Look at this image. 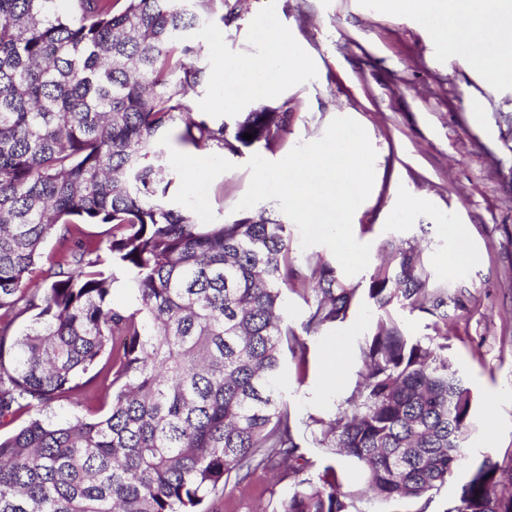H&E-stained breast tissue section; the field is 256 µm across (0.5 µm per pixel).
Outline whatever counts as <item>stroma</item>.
Returning <instances> with one entry per match:
<instances>
[{"label":"stroma","mask_w":512,"mask_h":512,"mask_svg":"<svg viewBox=\"0 0 512 512\" xmlns=\"http://www.w3.org/2000/svg\"><path fill=\"white\" fill-rule=\"evenodd\" d=\"M447 24L443 11H386L380 0H240L232 22L214 17L198 33L207 80L189 105L229 124L257 109L258 101L248 99L235 76L219 74L215 62L225 56L250 62L272 32L293 31L309 73L280 88L276 105H287L295 117L273 158L321 138L334 118L363 126L376 151L375 178L352 229L356 240L370 244L371 266L348 281L367 288L381 242L392 239L420 242L434 279L466 285L463 308L449 310L447 320L397 305L391 314L407 335L447 342L448 357L476 400L465 449L470 461L489 456L512 470V75L488 76L468 51L440 40ZM164 152L179 175L177 200L190 204L197 223L236 218L250 183L251 151H197V176L178 165L187 147L170 140ZM403 197L416 199L417 207L399 212ZM451 224L471 230L475 257L464 270L454 263L456 245L445 231ZM377 318L363 304L307 338L308 374L286 356L281 386L300 420H326L347 409L359 383V345ZM287 492V482L261 469L210 496L204 508L277 512Z\"/></svg>","instance_id":"obj_1"}]
</instances>
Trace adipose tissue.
<instances>
[{
    "instance_id": "ef3b65f1",
    "label": "adipose tissue",
    "mask_w": 512,
    "mask_h": 512,
    "mask_svg": "<svg viewBox=\"0 0 512 512\" xmlns=\"http://www.w3.org/2000/svg\"><path fill=\"white\" fill-rule=\"evenodd\" d=\"M467 4L478 6V22L495 38L497 53L488 59L490 70L512 72V0H466ZM308 62L299 53L288 29H281L271 39L264 52L251 63L225 58L219 60L218 68L237 72L246 85L249 96L254 100L274 97L279 87L263 81L262 75L270 69H278L284 80H300L307 70Z\"/></svg>"
}]
</instances>
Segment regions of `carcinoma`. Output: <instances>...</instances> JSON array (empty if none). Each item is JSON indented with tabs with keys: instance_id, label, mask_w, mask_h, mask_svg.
I'll list each match as a JSON object with an SVG mask.
<instances>
[{
	"instance_id": "obj_1",
	"label": "carcinoma",
	"mask_w": 512,
	"mask_h": 512,
	"mask_svg": "<svg viewBox=\"0 0 512 512\" xmlns=\"http://www.w3.org/2000/svg\"><path fill=\"white\" fill-rule=\"evenodd\" d=\"M216 14L233 17L230 0H0V423L30 416L0 439V512H198L272 462L289 481L279 512H351L361 493L330 462L312 476L308 439L357 463L374 496L426 512L465 459L470 387L444 345L388 316L399 303L446 321L465 285L432 278L412 242H386L370 277L380 316L359 348L351 409L307 424L291 411L284 355L304 367L307 346L282 313L284 291L307 304V336L344 321L360 296L333 263L297 259L280 215L198 224L175 203L168 138L274 153L294 118L263 106L230 127L189 112L205 81L191 34ZM84 224L112 232L93 246ZM43 261L46 286L33 288ZM116 269L131 311L112 304ZM99 378L112 388L107 413L56 418L58 401ZM500 471L485 457L445 512H512V492L490 498Z\"/></svg>"
}]
</instances>
